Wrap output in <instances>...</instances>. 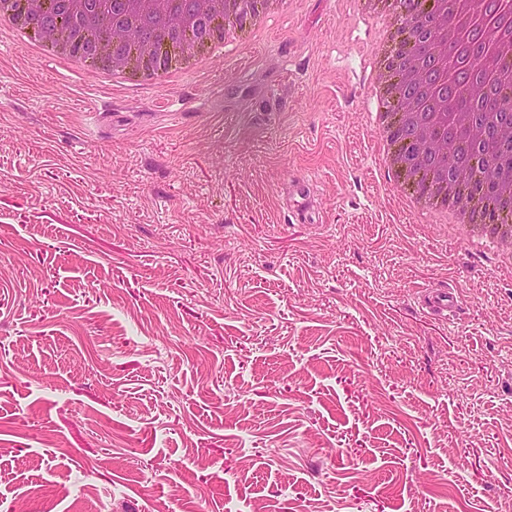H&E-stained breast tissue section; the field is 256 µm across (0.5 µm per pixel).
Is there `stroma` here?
Here are the masks:
<instances>
[{
  "label": "stroma",
  "mask_w": 512,
  "mask_h": 512,
  "mask_svg": "<svg viewBox=\"0 0 512 512\" xmlns=\"http://www.w3.org/2000/svg\"><path fill=\"white\" fill-rule=\"evenodd\" d=\"M378 38L286 0L117 87L0 36V512L512 504V263L376 171ZM457 308L455 293L448 289H436L429 291L426 300V309L434 316L441 317L445 320Z\"/></svg>",
  "instance_id": "35a3bbf8"
}]
</instances>
